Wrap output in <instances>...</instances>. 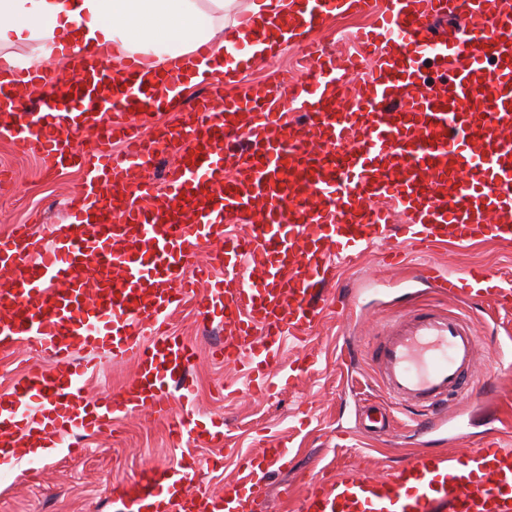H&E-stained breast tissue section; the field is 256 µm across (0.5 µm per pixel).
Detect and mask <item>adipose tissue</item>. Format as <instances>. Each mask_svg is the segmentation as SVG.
<instances>
[{
	"label": "adipose tissue",
	"instance_id": "1",
	"mask_svg": "<svg viewBox=\"0 0 512 512\" xmlns=\"http://www.w3.org/2000/svg\"><path fill=\"white\" fill-rule=\"evenodd\" d=\"M238 0H0V59L16 62L14 46H31L30 65L56 64L63 55L61 39L85 52L106 46L112 65L137 56L161 64L190 54L201 46L212 52L206 75H191L190 83L218 79L224 53L244 44L247 58L287 45L289 37L305 38L311 31L301 0L292 14L299 24L294 33L272 30L265 42L238 28Z\"/></svg>",
	"mask_w": 512,
	"mask_h": 512
}]
</instances>
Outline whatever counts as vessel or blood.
I'll list each match as a JSON object with an SVG mask.
<instances>
[{
    "label": "vessel or blood",
    "mask_w": 512,
    "mask_h": 512,
    "mask_svg": "<svg viewBox=\"0 0 512 512\" xmlns=\"http://www.w3.org/2000/svg\"><path fill=\"white\" fill-rule=\"evenodd\" d=\"M311 22L374 12L379 23L354 38L359 54L303 60L313 80H274L215 106H185L182 67L147 72L110 52H73L70 76L47 98L21 104L40 69L10 67L0 80V138L51 168L76 167L83 188L66 205L50 240L15 224L0 233V349L24 342L44 362L0 400V437H39L50 447L146 412L170 422L176 441L224 444L223 420L198 419L190 395L173 414L171 384L193 366L195 346L168 318L194 301L203 323L224 327L212 356L242 366L252 388L274 386L288 339L312 334L321 314L355 301L325 287L341 260L375 249L429 250L487 240L512 243V12L501 0H304ZM454 15L451 39L435 24ZM371 67L354 104H337L352 69ZM177 113L156 122L159 110ZM97 135L91 152L77 137ZM124 143L113 155L112 142ZM161 180L149 172L167 155ZM245 221L244 235L225 225ZM401 243L392 245L393 228ZM216 238L224 248L197 257ZM427 287L505 308L512 289L482 265L447 275L434 262ZM153 336H145L146 328ZM477 336L456 316L419 312L395 321L378 363L391 400L427 413L423 432L446 426L434 411L471 392ZM132 361L119 395L88 399L79 353ZM281 443L246 457L223 493L194 488L193 457L148 468L113 500L122 512H255L269 496L268 474L285 465ZM301 512H512V448L492 442L462 452L417 454L398 468L363 475L324 468L311 478Z\"/></svg>",
    "instance_id": "obj_1"
}]
</instances>
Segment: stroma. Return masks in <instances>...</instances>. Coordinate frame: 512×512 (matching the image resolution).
<instances>
[{"label": "stroma", "instance_id": "obj_1", "mask_svg": "<svg viewBox=\"0 0 512 512\" xmlns=\"http://www.w3.org/2000/svg\"><path fill=\"white\" fill-rule=\"evenodd\" d=\"M0 167L12 177L0 192V232L11 224H28L36 234L46 235L51 226L62 223L68 198L81 187L78 169L47 174L40 159L5 140H0ZM430 257L450 273L483 264L501 278L512 279V247L493 241L467 249L442 247ZM329 290L354 296L356 306L343 320L326 313L308 340L284 347L282 364L301 367L302 372L292 388L271 397L249 388L240 367L211 361L209 350L222 330H203L192 304L170 316L171 330L193 342L198 351L190 373L195 409L204 418H223L227 446L202 441L178 445L166 422L147 414L118 419L111 430L85 437L79 453L63 446L40 459L39 478H30L28 461L11 465L8 480L0 481V512H113L115 487L143 468L172 465L186 454L196 459L195 486L219 492L225 481L237 478L242 456L258 453L269 439L285 445L288 463L270 479L266 512H298L305 480L330 460L378 475L413 453L456 449L453 439L438 433L419 435L409 428L418 413L387 396L373 360L386 327L419 309L463 314L482 339L476 364L466 373L467 382L475 386L473 396L445 403L440 416L464 414L466 447L480 448L495 439L512 447V311L439 294L415 278L413 267L384 266L375 253L343 266L341 279ZM346 341L354 348L349 357L340 354ZM90 365L84 384L91 398L118 393L135 371L132 362L119 358H96ZM372 406L393 421L390 430L373 439L362 432L365 412ZM340 430L354 434L343 449L334 444ZM287 486L293 495L284 501L279 492Z\"/></svg>", "mask_w": 512, "mask_h": 512}]
</instances>
